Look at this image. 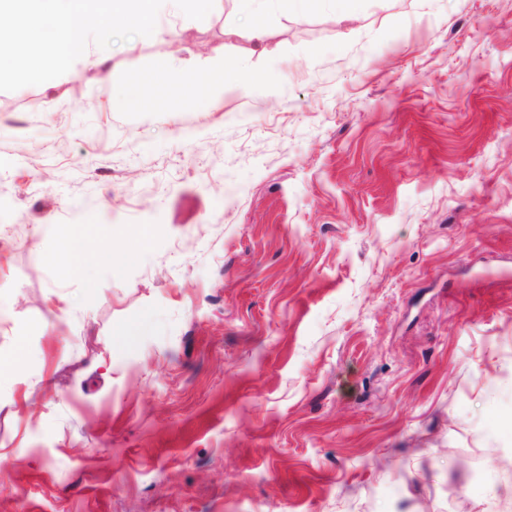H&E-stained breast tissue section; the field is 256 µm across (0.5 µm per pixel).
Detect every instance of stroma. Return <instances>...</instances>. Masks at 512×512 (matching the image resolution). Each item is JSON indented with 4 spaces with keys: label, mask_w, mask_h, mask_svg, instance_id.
I'll use <instances>...</instances> for the list:
<instances>
[{
    "label": "stroma",
    "mask_w": 512,
    "mask_h": 512,
    "mask_svg": "<svg viewBox=\"0 0 512 512\" xmlns=\"http://www.w3.org/2000/svg\"><path fill=\"white\" fill-rule=\"evenodd\" d=\"M223 2L0 92V512H512V0Z\"/></svg>",
    "instance_id": "1"
}]
</instances>
